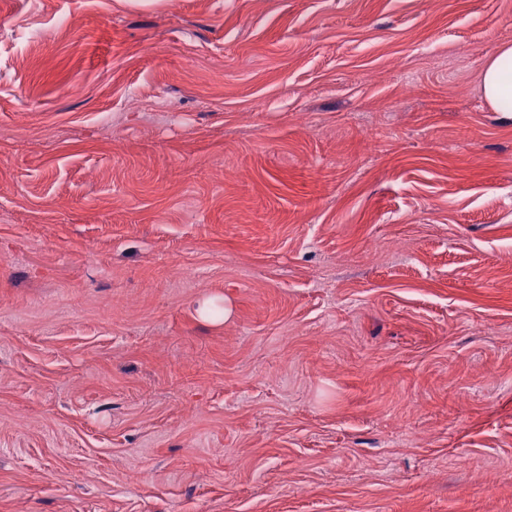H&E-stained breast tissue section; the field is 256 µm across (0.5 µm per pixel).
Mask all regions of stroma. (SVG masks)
<instances>
[{"label":"stroma","mask_w":512,"mask_h":512,"mask_svg":"<svg viewBox=\"0 0 512 512\" xmlns=\"http://www.w3.org/2000/svg\"><path fill=\"white\" fill-rule=\"evenodd\" d=\"M505 43L512 0H0V512H512ZM480 89L494 111L512 116V45L504 44L480 72Z\"/></svg>","instance_id":"35a3bbf8"}]
</instances>
